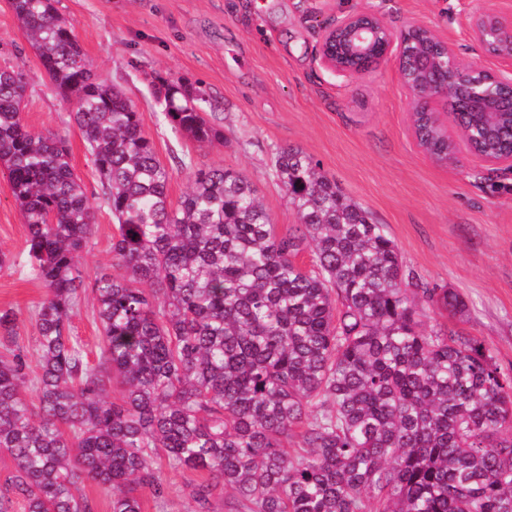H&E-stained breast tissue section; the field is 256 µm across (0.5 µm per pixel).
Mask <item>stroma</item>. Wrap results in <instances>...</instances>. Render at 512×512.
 <instances>
[{"label":"stroma","instance_id":"obj_1","mask_svg":"<svg viewBox=\"0 0 512 512\" xmlns=\"http://www.w3.org/2000/svg\"><path fill=\"white\" fill-rule=\"evenodd\" d=\"M512 0H58L76 24L79 42L98 77L136 106L158 160L170 173L168 195L188 191L184 161L224 166L247 177L278 233L298 217L277 177L278 151L297 148L374 223L385 225L407 268L423 282L458 293L463 314L428 311L426 328L443 324L478 339L503 370L512 369V170L495 169L468 151L440 165L418 145L412 99L389 60L346 76L316 59L325 22L371 11L393 35L411 24L448 41L461 60L512 71V61L489 55L475 40L476 15ZM0 67L22 69L27 90L23 119L32 129L65 137L71 164L93 208L95 232L81 260L85 279L112 265L115 220L82 135L69 123L70 104L56 94L21 29L9 0H0ZM162 76L192 86L212 104L207 117L221 141L198 145L175 135L153 96ZM26 227L6 175L0 173V309L17 315V336L35 334L33 315L46 294L27 276ZM156 466L169 487L163 510L144 498V512H192L195 475Z\"/></svg>","mask_w":512,"mask_h":512}]
</instances>
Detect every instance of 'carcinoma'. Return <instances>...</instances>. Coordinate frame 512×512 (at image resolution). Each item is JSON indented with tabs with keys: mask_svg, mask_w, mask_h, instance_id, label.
I'll return each mask as SVG.
<instances>
[{
	"mask_svg": "<svg viewBox=\"0 0 512 512\" xmlns=\"http://www.w3.org/2000/svg\"><path fill=\"white\" fill-rule=\"evenodd\" d=\"M58 0H11L15 16L80 130L116 219L112 267L85 283L94 231L80 178L57 134L22 118L25 75L0 69V170L26 224L29 276L46 288L31 346L0 310V512H111L157 505L158 451L195 471L193 512H512V372L440 324L421 303L461 314V297L406 273L384 226L296 148L275 171L299 223L280 236L254 185L224 167H190L179 205L135 105L95 74ZM175 133L222 138L200 98L156 78ZM420 138L447 146L428 123ZM309 251L312 269L296 257ZM91 291L97 360L71 332ZM39 372H29L31 359ZM124 386L121 399L112 385ZM304 428V454L288 450Z\"/></svg>",
	"mask_w": 512,
	"mask_h": 512,
	"instance_id": "1",
	"label": "carcinoma"
}]
</instances>
